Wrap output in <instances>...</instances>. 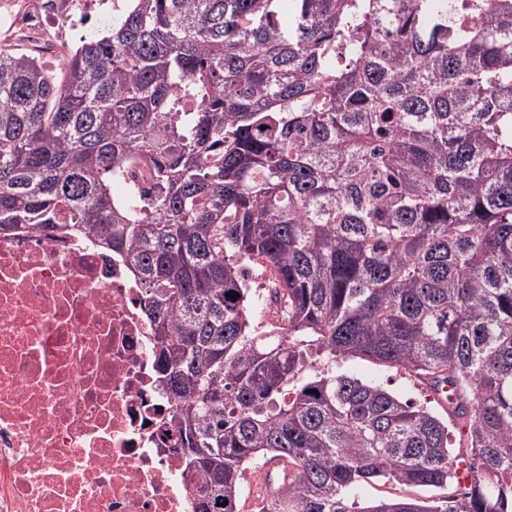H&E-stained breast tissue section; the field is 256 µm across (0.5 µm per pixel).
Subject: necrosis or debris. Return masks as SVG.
Listing matches in <instances>:
<instances>
[{"label":"necrosis or debris","mask_w":512,"mask_h":512,"mask_svg":"<svg viewBox=\"0 0 512 512\" xmlns=\"http://www.w3.org/2000/svg\"><path fill=\"white\" fill-rule=\"evenodd\" d=\"M145 303L91 235L0 230V512H192Z\"/></svg>","instance_id":"obj_1"}]
</instances>
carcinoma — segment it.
I'll list each match as a JSON object with an SVG mask.
<instances>
[{
    "label": "carcinoma",
    "mask_w": 512,
    "mask_h": 512,
    "mask_svg": "<svg viewBox=\"0 0 512 512\" xmlns=\"http://www.w3.org/2000/svg\"><path fill=\"white\" fill-rule=\"evenodd\" d=\"M135 158L144 209L112 195ZM18 224L81 227L145 285L194 512H238L265 456L259 512H512V0H130L57 76L2 49ZM358 355L450 388L464 493L357 506L457 479L426 406L336 373ZM269 287L264 285L260 286L258 285V289H256L254 295L256 296L257 300L260 302L262 306V316L260 321L258 322V318L260 315V311H257V308L255 306V313H256V322H258V328L259 330H265L266 328L270 326L278 325L277 316L275 317L276 307L273 304V300L270 296ZM265 462V458H260L248 466V469L245 472V478L240 488L238 512L258 511L262 497L251 493L249 488V482L261 486L260 479H263L267 470L274 467L275 465V462ZM459 485L451 487L448 491L408 488L388 482L372 481L363 483L355 491V497L360 507L367 506L380 499H421L427 503L438 500L448 492V495L457 494Z\"/></svg>",
    "instance_id": "carcinoma-1"
}]
</instances>
